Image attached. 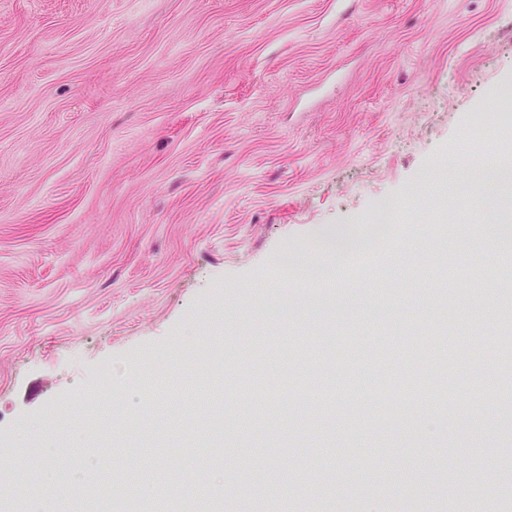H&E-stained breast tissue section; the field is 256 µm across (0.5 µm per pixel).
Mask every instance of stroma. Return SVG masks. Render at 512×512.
Returning <instances> with one entry per match:
<instances>
[{
	"mask_svg": "<svg viewBox=\"0 0 512 512\" xmlns=\"http://www.w3.org/2000/svg\"><path fill=\"white\" fill-rule=\"evenodd\" d=\"M510 159L512 0H0V473L21 489L0 512H29L43 458L63 512L90 452L127 485L151 462L232 487L224 512L254 464L303 512L325 486L333 512H448L490 489L512 512L491 382L512 287H436L429 251L460 196L463 251L494 265L512 191L469 169ZM384 201L406 230L374 248L428 264L417 287L401 268L397 288L370 268L309 287L336 263L323 233H366ZM432 331L484 367L476 395L411 414L312 399L385 363L433 378L405 365ZM307 341L318 368L296 360Z\"/></svg>",
	"mask_w": 512,
	"mask_h": 512,
	"instance_id": "35a3bbf8",
	"label": "stroma"
}]
</instances>
